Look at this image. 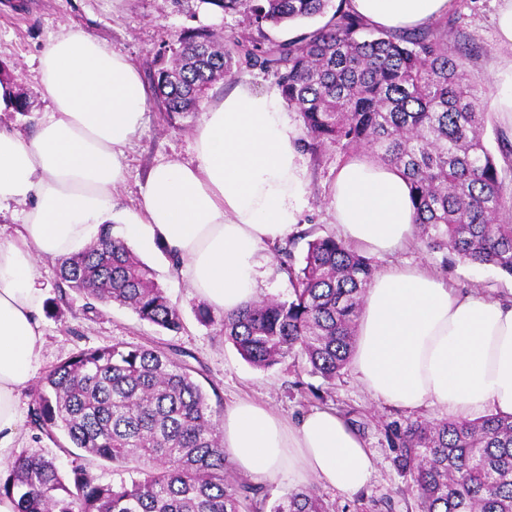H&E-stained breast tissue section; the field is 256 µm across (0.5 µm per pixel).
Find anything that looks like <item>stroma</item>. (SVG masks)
<instances>
[{
	"label": "stroma",
	"mask_w": 512,
	"mask_h": 512,
	"mask_svg": "<svg viewBox=\"0 0 512 512\" xmlns=\"http://www.w3.org/2000/svg\"><path fill=\"white\" fill-rule=\"evenodd\" d=\"M499 5L500 0H453L448 12L452 20L448 43L473 51L470 71L482 82L489 114L484 139L505 178L511 180L512 155L504 156L502 147L512 146V125L500 110V86L493 77L504 58L512 57V48L499 41ZM70 26L123 52L145 76L158 51L171 44L183 28L209 26L224 38L239 41L248 40L253 34L240 17L214 15L198 0H0V64L13 71L32 103L27 117L8 108L0 110L1 127L14 128L26 136L33 133L38 116L49 105L39 86V57L48 41ZM201 120V113L196 112L169 125L156 103L148 102L143 126L122 159L125 179L113 192L117 211L127 216L139 212L143 186L153 166L171 159H194V132ZM344 160V153L333 147L307 157L308 194L301 222L289 232L297 240L296 255H303L308 238L336 234L329 211L330 191ZM144 261L169 297L178 302L183 316L180 333L165 332L116 305L97 314L85 312L84 298L72 290L66 295V305L57 306L60 293L56 262L40 261L39 284L45 295L40 312L44 335L34 379H41L46 370L80 349L117 342L177 348L195 368V379L214 410L221 412L239 401L250 400L295 420L313 409L328 407L348 422L357 423L371 451L374 473L367 487L354 495L319 487L318 493L329 512H417L406 477L392 463L388 427L392 422L408 419H446L441 407L429 405L409 411L376 399L350 365L330 383L311 374L299 359L289 358L266 370L254 368L212 329L198 322L193 290L181 274L173 272L165 251L145 255ZM372 261L380 270L395 263L420 264L459 290L502 301L512 299V277L488 266L459 262L442 250L427 251L414 244L393 257L373 255ZM31 402V388L22 389L18 411L23 423L14 455L53 457L61 469H68L71 458L64 450L65 439L53 441L33 429L29 421Z\"/></svg>",
	"instance_id": "1"
}]
</instances>
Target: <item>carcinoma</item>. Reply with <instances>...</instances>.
<instances>
[{
  "mask_svg": "<svg viewBox=\"0 0 512 512\" xmlns=\"http://www.w3.org/2000/svg\"><path fill=\"white\" fill-rule=\"evenodd\" d=\"M239 15L257 33L252 46L227 45L207 28H187L150 74L159 110L171 122L201 110L213 84L234 74L237 57L274 78L316 153L367 150L410 185L418 242L512 277V188L484 143L487 112L468 54L448 45V22L413 32L376 29L347 0H200ZM328 16L279 41L268 30ZM103 224L84 250L61 259L58 274L96 304L130 309L170 332L182 313L154 272ZM289 299L252 301L198 321L251 366L293 357L333 381L348 364L366 290L376 268L334 236L308 243L300 266L283 263ZM175 348L115 343L82 349L55 365L32 395L31 422L80 450L64 472L55 458L18 456L0 474V497L16 512H261L264 487L232 480L221 420ZM395 467L408 476L419 512H512V415L478 421L390 425ZM112 464L103 483L91 459ZM270 512H329L313 486Z\"/></svg>",
  "mask_w": 512,
  "mask_h": 512,
  "instance_id": "obj_1",
  "label": "carcinoma"
}]
</instances>
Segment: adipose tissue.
<instances>
[{
    "mask_svg": "<svg viewBox=\"0 0 512 512\" xmlns=\"http://www.w3.org/2000/svg\"><path fill=\"white\" fill-rule=\"evenodd\" d=\"M451 5L348 0L385 30L446 18ZM39 74L50 105L35 135L0 127V210L23 214L0 239V464L20 434L17 396L43 343L38 262L77 253L115 220L121 157L150 96L122 52L73 27L44 47ZM195 153L151 169L121 237L145 253L164 249L198 297L231 313L258 293L263 245L300 221L308 193L301 132L280 96L240 84L207 107ZM330 208L340 237L360 250L394 254L415 235L406 179L361 151L339 167ZM357 336L353 367L373 397L410 411L435 404L461 421L485 410L512 414V302L460 293L419 265L391 266L367 289ZM223 434L235 468L255 482L285 475L354 494L372 476L364 440L331 409L292 423L244 401L225 412Z\"/></svg>",
    "mask_w": 512,
    "mask_h": 512,
    "instance_id": "adipose-tissue-1",
    "label": "adipose tissue"
}]
</instances>
